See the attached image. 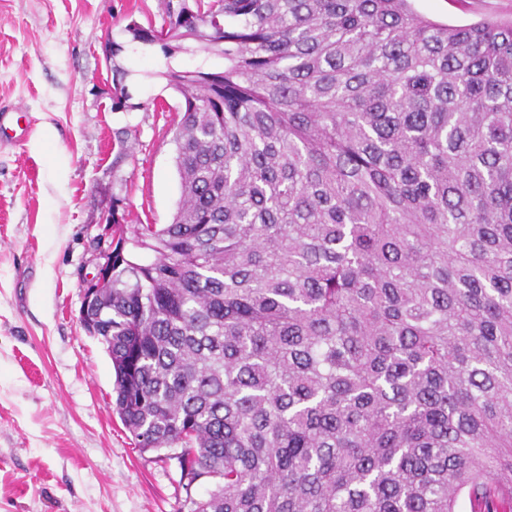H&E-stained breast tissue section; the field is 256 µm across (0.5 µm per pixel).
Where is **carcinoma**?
Instances as JSON below:
<instances>
[{
  "label": "carcinoma",
  "instance_id": "obj_1",
  "mask_svg": "<svg viewBox=\"0 0 512 512\" xmlns=\"http://www.w3.org/2000/svg\"><path fill=\"white\" fill-rule=\"evenodd\" d=\"M164 6L224 70L166 73L181 199L92 312L135 446L188 512H512V21Z\"/></svg>",
  "mask_w": 512,
  "mask_h": 512
}]
</instances>
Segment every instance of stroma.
Wrapping results in <instances>:
<instances>
[{"label":"stroma","instance_id":"obj_1","mask_svg":"<svg viewBox=\"0 0 512 512\" xmlns=\"http://www.w3.org/2000/svg\"><path fill=\"white\" fill-rule=\"evenodd\" d=\"M413 6L451 25L512 18V0ZM161 22L160 0H0V107L33 127L0 144V512H187L211 488L184 489L169 450L136 448L111 359L79 321L108 209L129 230L177 208L182 98L165 72L224 68L129 31Z\"/></svg>","mask_w":512,"mask_h":512}]
</instances>
